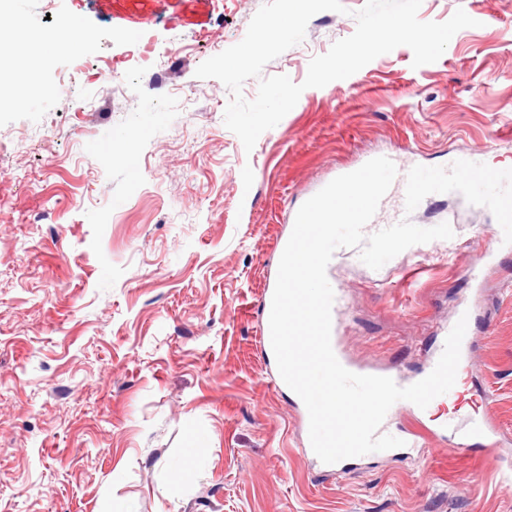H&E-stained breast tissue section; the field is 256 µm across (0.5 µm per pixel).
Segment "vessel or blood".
Returning <instances> with one entry per match:
<instances>
[{
  "label": "vessel or blood",
  "mask_w": 512,
  "mask_h": 512,
  "mask_svg": "<svg viewBox=\"0 0 512 512\" xmlns=\"http://www.w3.org/2000/svg\"><path fill=\"white\" fill-rule=\"evenodd\" d=\"M333 351L339 362L349 371L364 375H384L390 377L401 387L408 386L409 381L392 368L383 369L376 366L360 365L350 360L344 353L340 342H333ZM439 437H453L455 443L452 447L454 454L471 455L473 447H482L487 460L494 461L498 458V448L502 434L491 412L485 411L477 416L463 418L448 417L437 422L433 430Z\"/></svg>",
  "instance_id": "b4317fda"
}]
</instances>
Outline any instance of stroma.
<instances>
[{"mask_svg":"<svg viewBox=\"0 0 512 512\" xmlns=\"http://www.w3.org/2000/svg\"><path fill=\"white\" fill-rule=\"evenodd\" d=\"M263 2L0 0L16 67L37 35L39 79L55 89L0 109V512H512L493 464L451 456L431 433L487 409L512 460V247L491 236L488 208L427 201L413 222L451 223V239L327 272L347 291L341 342L361 364L416 374L440 329L473 310L479 349L460 399L397 419L421 432L425 457L314 466L258 344L279 246L338 174L383 154L406 168L470 155L512 167V0H422L420 20L461 8L476 24L436 62L413 67L400 46L304 90L248 152L224 124L229 90L195 72ZM342 4L263 76L303 82L356 29L365 0ZM65 16L82 51L57 44ZM129 135L134 170L114 157Z\"/></svg>","mask_w":512,"mask_h":512,"instance_id":"stroma-1","label":"stroma"}]
</instances>
